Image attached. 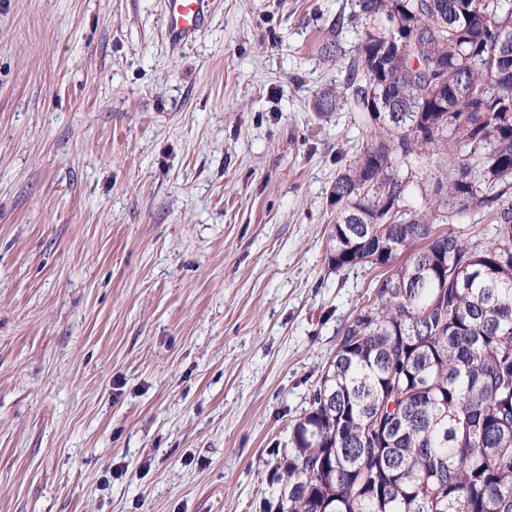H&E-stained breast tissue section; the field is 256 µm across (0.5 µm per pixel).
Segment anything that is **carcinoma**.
Here are the masks:
<instances>
[{
    "mask_svg": "<svg viewBox=\"0 0 512 512\" xmlns=\"http://www.w3.org/2000/svg\"><path fill=\"white\" fill-rule=\"evenodd\" d=\"M349 32L344 86L313 100L368 123L326 259L381 273L290 426L275 512H512V0H350L325 61ZM468 214L491 240L436 223ZM442 159L439 156L432 158V163L427 167V175L423 174L422 180L420 176L415 179V187L413 192L409 196L410 206H414L421 203V197L425 198V195H429L432 191V186L436 178L441 177L444 173V165ZM416 181H419L416 182Z\"/></svg>",
    "mask_w": 512,
    "mask_h": 512,
    "instance_id": "obj_1",
    "label": "carcinoma"
}]
</instances>
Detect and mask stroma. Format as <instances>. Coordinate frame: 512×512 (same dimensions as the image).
<instances>
[{"label": "stroma", "instance_id": "stroma-1", "mask_svg": "<svg viewBox=\"0 0 512 512\" xmlns=\"http://www.w3.org/2000/svg\"><path fill=\"white\" fill-rule=\"evenodd\" d=\"M346 0H0V512H268L373 268L326 260L363 140ZM208 0H167L165 28L169 43L180 46L209 21Z\"/></svg>", "mask_w": 512, "mask_h": 512}]
</instances>
